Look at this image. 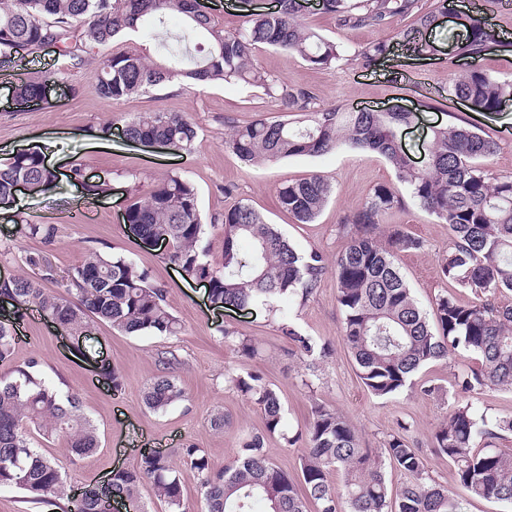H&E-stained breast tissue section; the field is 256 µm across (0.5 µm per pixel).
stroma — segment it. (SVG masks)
Here are the masks:
<instances>
[{
    "instance_id": "35a3bbf8",
    "label": "stroma",
    "mask_w": 512,
    "mask_h": 512,
    "mask_svg": "<svg viewBox=\"0 0 512 512\" xmlns=\"http://www.w3.org/2000/svg\"><path fill=\"white\" fill-rule=\"evenodd\" d=\"M276 2L203 0L216 27L231 32L241 28L256 9H273ZM301 5L308 25L349 54L366 43L393 39L403 25L398 19L385 30H351L340 27L333 15L325 13L322 0H301ZM467 23V14L449 11L447 22L435 34L436 55L417 60L398 48L371 71L347 61L333 71L316 69L294 53L268 46L258 48L257 59L282 81L311 88L325 107L341 104L357 110L401 105L414 109L430 103V110L423 112L416 126L398 134L414 160H421L427 150L430 126L467 122L499 144L489 169L498 175H512V106L494 114H478L467 111L463 102L448 94L449 83L466 69L464 62L451 58L450 38L464 33ZM121 51L145 55L153 62L163 59L157 37L138 32L92 50L87 65L80 70H67L57 49L45 47L38 50L36 63H19L12 74L0 75V162L37 146L54 170V190L23 197V218L31 224L62 216L77 204L80 193L67 176L72 164H81L93 180L109 181L111 194L93 203L83 223L63 225L50 250L51 259L63 271L77 264L86 249L97 247L148 269L152 283L164 289L182 330L174 336H129L98 323L91 338L79 344L38 313L24 315L19 323L24 339L15 348V364L36 359L42 379L61 394L79 398L100 437L96 452L85 458L71 456L61 438L47 441L33 436L35 447L55 459L74 490L110 477L115 468L135 466L140 449L147 446L174 454L192 444L205 450L214 468H223L235 460L243 440L262 426L260 409L229 389L224 377L257 372L281 398L284 433L267 441L269 456L281 468L295 470L306 453L302 435L311 404L318 401L342 413L355 426L363 447L383 448L390 434L403 432L425 456L430 477L447 487L450 494L466 499L467 512H512L510 504L468 498L447 457L432 449L433 430L446 421L456 405L454 382L467 368V358L439 361L423 370V377L436 386L435 394L412 388L387 399L373 398L343 344L342 313L333 276H326L305 301L296 296L245 308L217 309L208 298L206 283L183 279L163 260V246L141 243L122 222L131 201L145 196L154 183L179 174L195 184L203 217L223 212L224 187L230 184L238 198L268 223L277 225L298 250L317 248L332 259L345 244L337 231L339 218L360 207L376 185L395 184V175L385 160L370 150L342 146L320 157L246 164L225 146L234 122L258 113L275 120L283 118L277 103L261 89L220 80L202 89L175 82L132 98H103L97 90L96 64L104 56ZM44 71L61 74L59 84L48 91L47 103L18 105L11 94L16 78ZM159 107L192 116L198 127L192 152L125 139L123 128L132 117ZM313 171L332 184L333 194L313 223L300 224L280 208L276 189ZM386 221L402 225L424 240L422 250L400 255L399 266L421 307L431 310L447 288L440 277L439 259L453 245L451 231L411 201L404 209L392 211ZM39 248V241L25 237L20 225L0 219V275L27 272L25 257ZM285 320L328 345L329 354L318 360L315 369H308L283 339L280 325ZM228 331L234 334L229 341L224 338ZM242 338L256 344V356L241 354L238 341ZM165 349L175 350L182 360L177 377L187 399L166 411L154 412L144 406L142 395L156 373L157 353ZM101 361L121 371V395H112L98 377L97 364ZM219 410L228 414L231 422L224 431L216 432L209 419ZM287 434L297 436L295 446L284 443Z\"/></svg>"
}]
</instances>
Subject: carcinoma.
Returning a JSON list of instances; mask_svg holds the SVG:
<instances>
[{"label":"carcinoma","instance_id":"cac0c4a2","mask_svg":"<svg viewBox=\"0 0 512 512\" xmlns=\"http://www.w3.org/2000/svg\"><path fill=\"white\" fill-rule=\"evenodd\" d=\"M323 7L338 25L350 29H380L396 18L407 19L396 33L398 44L425 56L433 50L427 35L441 24L448 0H323ZM169 16L182 18L187 37L202 35L204 40L193 43L187 58L172 53L162 64L132 52L104 57L97 73L101 96L130 98L175 79L236 81L263 89L284 111L296 112L303 120L294 124L259 117L234 125L225 144L241 161L259 165L314 157L341 145L378 153L413 201L450 228L454 242L440 259V273L453 287L471 291L475 300L462 303L447 292L435 299L432 316H427L398 266L399 254L419 251L425 242L399 224L380 232L388 213L405 208L399 191L387 184L375 186L361 207L340 218L338 233L347 242L332 262L319 249L298 252L276 225L236 198L234 186L226 185L224 196L230 202L223 213L210 218L223 229V263L220 269L211 267L203 246L205 224L197 189L181 175L154 184L144 198L129 204L124 223L132 233L142 241L166 245L164 260L181 269L184 278L208 279L209 298L219 308L293 295L306 300L327 274H333L343 343L375 398L414 387L421 370L459 353L474 364L458 376V392L512 389V305L499 300L503 291H512V177H494L484 165L499 144L475 127L446 124L432 130L425 164L418 167L397 142V130L410 125L415 113L322 108L309 87L276 79L255 59L262 45L296 53L315 69L334 70L345 57L342 46L303 20L298 0H280L277 11L252 14L247 26L234 32L216 28L199 0H0V66H12L21 50L34 53L55 43L70 69H81L89 50L152 30ZM495 48H512V42L501 41L479 19L456 41L457 55L471 65L448 87V94L466 102L472 112H497L512 101V81L493 79L477 65ZM391 50L387 41L371 42L354 53V61L369 70ZM57 80L54 73L21 78L14 86L15 98L38 102L48 82ZM125 132L134 141L185 152L192 150L198 135L189 114L164 108L138 113ZM70 179L81 183L87 199L109 191L105 181H85L80 164L72 166ZM22 180L45 186L53 182L41 152L32 149L0 162V212L13 209V187ZM332 192L328 180L313 172L281 184L277 198L297 222L309 224ZM58 232L56 224L23 225L26 237L46 247ZM26 263L32 274L3 284L0 302L14 307L16 316L22 310L37 311L77 342L97 323L134 335L172 336L181 329L164 290L130 260L92 248L64 276L46 251L29 254ZM51 285L56 290L49 289ZM280 331L305 362L314 365L329 353L327 345L287 321ZM17 342L12 321L0 320V366L9 367L0 374V486L22 491L31 504L65 500L71 506L64 512H105L111 500L121 502L126 512H148L139 493L148 480L169 512H186L179 465L152 448L141 453L135 467L112 472L106 486H89L80 500L73 499L59 467L32 445L27 430L34 428L46 440L61 436L71 455L84 458L98 448L97 428L77 397L61 398L37 375L36 360L13 365ZM157 363L159 373L145 386L143 402L152 411H164L186 400V392L176 376L179 356L163 351ZM100 375L113 395L122 393L119 370L104 364ZM228 382L260 408L264 426L222 470L211 467L203 449H182V464L197 474L207 512H307L309 501L318 505V512H465L448 488L426 477V459L400 434L389 435L384 448L374 452L361 446L355 427L342 413L318 402L310 408L308 452L299 470L282 469L266 450L267 438L275 434L289 446L294 442L282 434L278 392L256 372L231 375ZM508 434L512 416L489 420L467 403L434 431L432 444L435 453L448 457L457 481L471 497L512 505V449H486L477 443ZM389 467L408 477L395 494L386 477ZM335 471L343 476L338 487L329 481Z\"/></svg>","mask_w":512,"mask_h":512}]
</instances>
